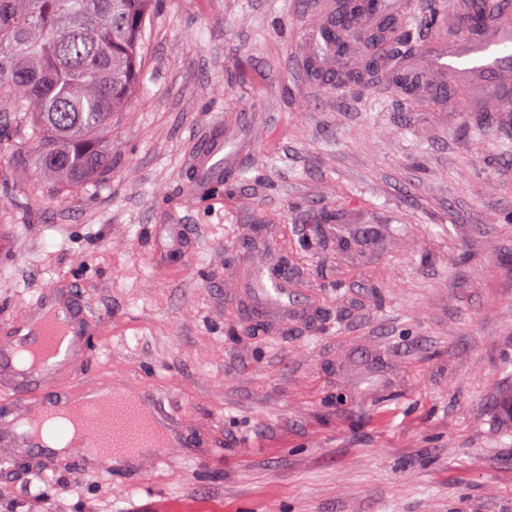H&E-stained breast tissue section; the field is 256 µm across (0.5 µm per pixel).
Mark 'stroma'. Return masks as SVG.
I'll list each match as a JSON object with an SVG mask.
<instances>
[{"label":"stroma","mask_w":512,"mask_h":512,"mask_svg":"<svg viewBox=\"0 0 512 512\" xmlns=\"http://www.w3.org/2000/svg\"><path fill=\"white\" fill-rule=\"evenodd\" d=\"M318 21L299 0H157L103 179L59 195L37 144L0 141V348L65 288L91 352L51 387L128 377L191 438L108 478L0 440V478L24 458L51 477L16 485L13 512H512V160L493 148L512 114L465 132L512 100V60L438 64L512 18L465 37L449 11L412 61L446 98L372 110L307 78ZM218 144L225 170L278 167L225 194L204 171ZM339 204L312 264L359 287L293 286L287 306L260 304L287 333L226 335L281 239L232 267L227 246Z\"/></svg>","instance_id":"obj_1"}]
</instances>
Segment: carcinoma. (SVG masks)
<instances>
[{
	"label": "carcinoma",
	"mask_w": 512,
	"mask_h": 512,
	"mask_svg": "<svg viewBox=\"0 0 512 512\" xmlns=\"http://www.w3.org/2000/svg\"><path fill=\"white\" fill-rule=\"evenodd\" d=\"M155 0H0V112L18 117L19 131L42 139L37 164L43 175L56 181L66 194L97 181L110 169L112 158L104 138L112 131V113L123 110L139 80L143 59V32ZM302 7L325 12L314 37L311 61L341 56L350 51L347 33L369 16L374 25L364 38L369 51L363 65L353 70L308 66V76L345 92L365 85L351 98L380 102L383 89L413 100L428 93L437 99L447 93L441 86L427 89L400 61L429 41L437 17L450 8L463 10V25L479 30L512 14V0H408L399 12L391 0H304ZM250 168L224 174V190L233 193ZM306 263L283 255L270 278L280 282L309 274ZM238 327L253 336L269 328L250 309L239 313Z\"/></svg>",
	"instance_id": "cac0c4a2"
}]
</instances>
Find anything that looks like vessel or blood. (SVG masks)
Returning <instances> with one entry per match:
<instances>
[{
    "label": "vessel or blood",
    "instance_id": "obj_1",
    "mask_svg": "<svg viewBox=\"0 0 512 512\" xmlns=\"http://www.w3.org/2000/svg\"><path fill=\"white\" fill-rule=\"evenodd\" d=\"M504 53V43L498 40L451 56L449 63L454 67L494 70L504 63ZM84 347L70 303L49 296L35 318L21 326L12 344L0 351V363L26 381L43 383L58 360L80 354ZM103 389L111 393L112 402L93 418L81 444L89 462L105 456L134 457L142 449L164 448L169 442L178 441V431L164 421L162 399L156 392L132 389L130 381L121 376L105 380ZM76 395L73 388L58 391L52 402L31 415V422L59 412Z\"/></svg>",
    "mask_w": 512,
    "mask_h": 512
}]
</instances>
